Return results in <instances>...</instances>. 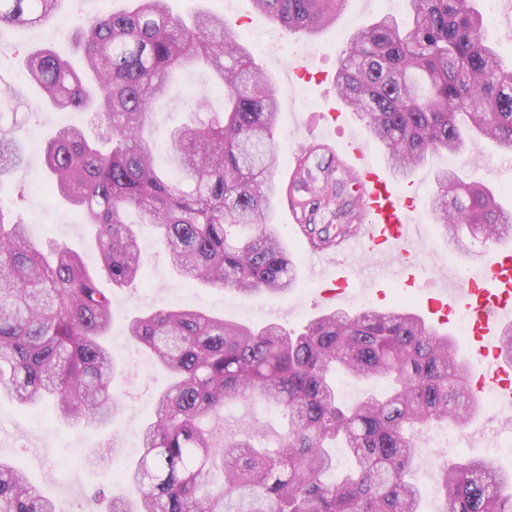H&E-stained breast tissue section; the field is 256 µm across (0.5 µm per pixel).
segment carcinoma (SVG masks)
Here are the masks:
<instances>
[{"label":"carcinoma","mask_w":512,"mask_h":512,"mask_svg":"<svg viewBox=\"0 0 512 512\" xmlns=\"http://www.w3.org/2000/svg\"><path fill=\"white\" fill-rule=\"evenodd\" d=\"M64 0H0V25L36 27ZM348 0H253L291 34L312 37ZM406 18L382 16L351 34L336 71V94L364 124L398 180L441 154L478 140L512 156V67L487 36L480 0H404ZM83 65L52 49L25 58L30 84L57 110L92 113L95 139L59 127L44 151L52 193L94 232L100 268L114 288L143 273L140 229L153 230L172 268L193 283L235 293L286 296L296 264L273 223L275 91L233 23L214 13L191 20L169 0H132L120 14L84 16L76 28ZM202 68L224 94V112L196 115L169 133L178 181L155 164L144 127L172 93L173 74ZM298 158L301 212L335 224H304L310 243L339 246L358 215L341 183L318 188ZM13 129L0 125V176L21 166ZM429 207L449 245L512 236V209L489 186L435 172ZM112 292L75 252L44 253L27 225L0 207V395L23 408L49 404L57 416L106 424L118 407L122 359L108 346ZM127 336L171 375L140 432L141 455L126 480L136 505L100 489L106 512H424L410 478L411 432L462 428L478 409L457 347L403 307L323 313L299 330L260 329L203 310L165 308L126 319ZM385 381L353 405L338 377ZM253 402L288 416V430L260 432L224 422V408ZM123 443L96 449L116 459ZM350 464L333 474L332 449ZM222 480L211 481L214 469ZM443 512H512V472L491 458L444 455ZM0 512H59L15 463L0 458Z\"/></svg>","instance_id":"1"}]
</instances>
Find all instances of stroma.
<instances>
[{
    "label": "stroma",
    "mask_w": 512,
    "mask_h": 512,
    "mask_svg": "<svg viewBox=\"0 0 512 512\" xmlns=\"http://www.w3.org/2000/svg\"><path fill=\"white\" fill-rule=\"evenodd\" d=\"M175 12L191 17L204 10L227 13L244 43H253L254 28L266 26L267 21L255 11L251 0H235L232 12H225L224 0H171ZM402 15V0H349L334 24L312 39L305 40L279 31L281 47L277 51L257 48L256 59L270 75L279 101V119L275 130L277 163L274 178L281 192L272 201L275 222L297 265V284L284 297L268 294H235L205 286H188L185 279L171 267L165 248L146 242L143 253L145 274L133 288H118L112 294V324L110 342L114 351L125 360L126 370L116 388L120 394L113 430L123 440L137 439L144 423L153 413V397L167 383V376L153 359L131 343L125 336L124 319L139 310L161 305L202 308L214 315L260 327L277 322L289 328H300L309 319L325 311L321 297V281L316 275L318 262L310 243L299 224L295 223L286 204L291 185L296 178V162L302 150L311 148L312 169L333 168L339 179L345 180L346 197L356 200L357 187L349 181L345 150L350 140L366 138L367 131L352 113L331 126L312 127L318 114L334 106L337 97L332 79L336 73L339 54L356 28L385 14ZM74 26L57 28L48 25L38 30H0V91L5 86L23 89L29 99L16 116V135L26 149L27 170L0 178V200L12 206L14 214L27 226L30 239L43 251L58 244L77 250L88 259H95L96 247L88 228L64 202L54 199L44 181L43 147L46 139L59 126L84 122L79 112H57L37 108V91L26 84L24 57L30 51L55 46L71 61H79L73 49ZM308 70L307 76H297L296 67ZM177 89L169 104L156 111L148 120L147 129L159 143L157 164L167 167L169 146L168 128L190 122L192 112L200 102V93L209 82L206 71L195 69L180 73ZM448 168L469 175L471 179L493 186L502 193V202L512 208V157L493 151L488 145L473 147L463 156H441L432 165L421 169V178L403 183L405 196L415 198L417 217L426 230L416 248L428 274L439 268L462 271L468 260L466 254L448 246L446 237L433 224L428 204L435 191L433 172ZM351 270L355 290L344 307L358 311L365 307L392 308L407 304L418 306L426 299L424 292L395 281L383 287L368 285L371 260L363 254L341 255ZM225 417L238 425H259L267 440H274L288 427L286 418L268 412L257 404L236 403ZM110 430V431H113ZM110 431L92 425L67 424L52 417L46 408L20 410L8 398L0 399V457L18 463L29 478L46 489L58 501L61 512H87L88 497L93 489L114 485L115 470L136 461L138 449H125L120 459L101 463L90 451L109 438ZM512 439V410L500 406H483L478 418L464 430L460 441L449 453L453 456L484 457L494 435ZM434 432L419 433L416 441L419 456L415 480L429 492L427 512H441L443 502L437 493L438 448Z\"/></svg>",
    "instance_id": "1"
}]
</instances>
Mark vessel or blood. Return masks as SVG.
<instances>
[{
    "label": "vessel or blood",
    "mask_w": 512,
    "mask_h": 512,
    "mask_svg": "<svg viewBox=\"0 0 512 512\" xmlns=\"http://www.w3.org/2000/svg\"><path fill=\"white\" fill-rule=\"evenodd\" d=\"M349 154L354 170L362 176L364 218L357 232L345 240V252L374 256L372 284L399 278L408 286H419L421 265L414 244L422 227L414 223L411 206L393 178L374 165L361 141L350 143ZM485 251V263L477 273L463 280L450 279L447 287L428 296L423 318L444 336L452 331L454 309L467 310L475 348L466 364L481 369L475 392L496 393L512 407V363L502 357L498 347L504 331L512 327V249L491 244ZM324 283V299L343 302L351 285L344 264L332 263Z\"/></svg>",
    "instance_id": "b4317fda"
}]
</instances>
